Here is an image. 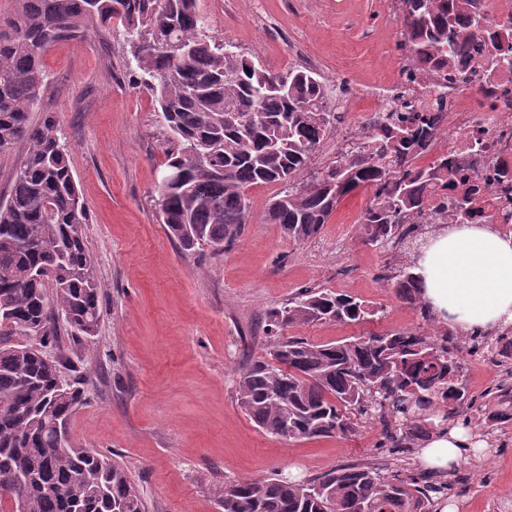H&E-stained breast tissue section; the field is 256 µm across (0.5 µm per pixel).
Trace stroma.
<instances>
[{"mask_svg":"<svg viewBox=\"0 0 512 512\" xmlns=\"http://www.w3.org/2000/svg\"><path fill=\"white\" fill-rule=\"evenodd\" d=\"M209 32L269 70L303 66L299 49L320 63L332 85L377 88L393 76V19L379 0H198ZM46 91L30 122L52 118L69 150L87 209L85 241L104 285L99 334L89 353L68 364L86 372L87 400L71 419V438L122 464L146 512H221L225 484L279 474L316 477L365 463L410 477L423 471L415 448H390L377 417L355 415V430L285 441L249 420L237 401L240 371L265 356L269 313L305 288H328L379 308L358 324L313 323L287 336L325 343L396 331L444 333L461 362L468 399L452 422L479 432L473 450L439 470L459 512H512V424L491 414V391L512 376V361L474 354L470 336L425 321L400 302L392 275L405 249L367 244L360 226L373 193L361 188L338 205L321 233L305 243L285 237L264 217L279 185L253 187L252 221L217 251L202 243L181 251L155 213L152 195L166 160V131L144 74L113 31L59 42L43 58ZM373 102L353 101L318 148L315 169L336 158L355 117Z\"/></svg>","mask_w":512,"mask_h":512,"instance_id":"obj_1","label":"stroma"}]
</instances>
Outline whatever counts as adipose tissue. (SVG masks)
Listing matches in <instances>:
<instances>
[{
    "label": "adipose tissue",
    "instance_id": "adipose-tissue-1",
    "mask_svg": "<svg viewBox=\"0 0 512 512\" xmlns=\"http://www.w3.org/2000/svg\"><path fill=\"white\" fill-rule=\"evenodd\" d=\"M417 272L426 302L450 330L470 334L512 325V235L475 224L441 232ZM473 440L461 427L439 431L420 459L438 466L457 463Z\"/></svg>",
    "mask_w": 512,
    "mask_h": 512
}]
</instances>
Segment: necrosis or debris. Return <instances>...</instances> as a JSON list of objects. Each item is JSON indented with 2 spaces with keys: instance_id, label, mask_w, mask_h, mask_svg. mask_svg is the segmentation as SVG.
Here are the masks:
<instances>
[{
  "instance_id": "4bbe7bcc",
  "label": "necrosis or debris",
  "mask_w": 512,
  "mask_h": 512,
  "mask_svg": "<svg viewBox=\"0 0 512 512\" xmlns=\"http://www.w3.org/2000/svg\"><path fill=\"white\" fill-rule=\"evenodd\" d=\"M466 7L473 29L467 54L447 55L439 64L421 65L410 58V38L397 31L393 58L396 75L382 91H370L378 109L396 96L418 102L419 113L436 117L428 156H448L481 190L498 233L512 234V0H447ZM459 184L440 180L424 206L409 218L413 224H449L446 206Z\"/></svg>"
}]
</instances>
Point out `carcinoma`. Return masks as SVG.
<instances>
[{
	"instance_id": "obj_1",
	"label": "carcinoma",
	"mask_w": 512,
	"mask_h": 512,
	"mask_svg": "<svg viewBox=\"0 0 512 512\" xmlns=\"http://www.w3.org/2000/svg\"><path fill=\"white\" fill-rule=\"evenodd\" d=\"M0 20V153L23 142L27 151L7 199L0 200V488L27 483L28 512H145L143 494L120 463L54 440L86 399L83 379L56 394L55 369L31 344L40 333L59 347L54 313L82 347L99 333L103 285L84 239L87 212L55 121L33 127L46 90L43 57L56 43L91 31L119 29L149 89L173 147L165 169L185 181L160 182L154 207L184 251L206 243L216 251L235 240L252 217L250 188L278 184L265 219L295 241L317 237L340 201L372 186L361 221L365 241L386 246L412 229L397 223L422 207L425 190L459 170L447 157L419 165L429 118L415 110L373 121L377 133L354 154L341 153L322 172L312 159L334 121L323 77L307 68L273 72L227 48L208 32L197 0H14ZM403 26L421 63L470 45L462 17L437 0H411ZM477 186L452 200L473 218ZM408 260L393 275L395 296L431 312L424 283ZM47 268L46 280L35 272ZM368 303L331 290H304L272 315L270 334L314 322H360L377 315ZM459 359L440 338L399 331L331 343L277 340L238 379V403L274 437L314 439L353 432L349 410L382 422L410 416L408 431L390 440L427 442L465 397ZM444 485L427 474L401 478L374 466L343 465L305 481L277 474L224 485V512H433Z\"/></svg>"
}]
</instances>
